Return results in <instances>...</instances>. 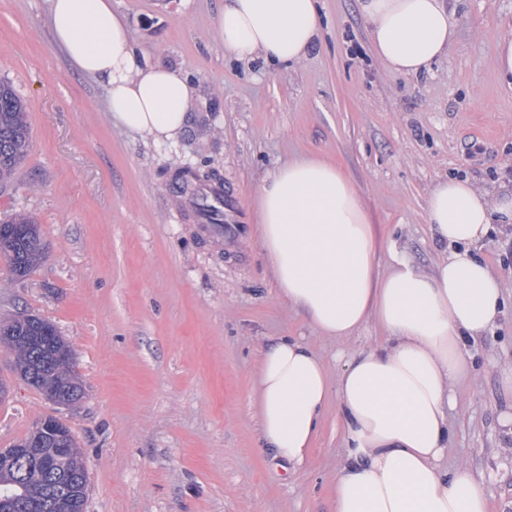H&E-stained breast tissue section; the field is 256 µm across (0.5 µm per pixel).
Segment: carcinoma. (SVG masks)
Returning <instances> with one entry per match:
<instances>
[{
    "label": "carcinoma",
    "instance_id": "cac0c4a2",
    "mask_svg": "<svg viewBox=\"0 0 512 512\" xmlns=\"http://www.w3.org/2000/svg\"><path fill=\"white\" fill-rule=\"evenodd\" d=\"M30 147L26 112L13 89L0 82V183L6 184L24 161ZM0 256L12 273L26 277L43 263L46 253L40 225L27 213L0 221ZM3 345L14 356V370L27 384L44 393L51 391L76 407L85 387L75 370L70 344L49 321L19 314L0 322ZM66 471L87 469L81 448L74 447L64 460ZM52 483L43 469L0 465V512H45L41 503ZM86 499L72 490L51 504L50 512H84Z\"/></svg>",
    "mask_w": 512,
    "mask_h": 512
}]
</instances>
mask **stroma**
<instances>
[{
    "label": "stroma",
    "mask_w": 512,
    "mask_h": 512,
    "mask_svg": "<svg viewBox=\"0 0 512 512\" xmlns=\"http://www.w3.org/2000/svg\"><path fill=\"white\" fill-rule=\"evenodd\" d=\"M455 36L429 71H389L375 56L359 0H318L308 58L289 67L239 63L213 36L218 0H112L138 53L189 76L188 121L174 139L116 125L103 82L76 72L55 43L47 0H0V81L24 101L30 151L0 218L33 215L46 246L16 277L0 258V320L25 312L71 345L86 395L74 408L21 380L0 347V448L59 418L82 448L86 512H334L342 420L328 404L299 471L272 461L253 387L262 350L296 337L329 373L381 345L374 323L322 336L281 297L259 241L258 191L288 160L336 163L374 226L378 275L389 250L431 269L439 246L425 218L438 179L512 189V89L493 67L512 0H447ZM221 180L241 225L217 239L189 221L173 178ZM480 373L457 388L449 464L482 479L489 512H512V411L500 383L512 367V311L474 348Z\"/></svg>",
    "instance_id": "1"
}]
</instances>
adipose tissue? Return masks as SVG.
Listing matches in <instances>:
<instances>
[{"instance_id": "ef3b65f1", "label": "adipose tissue", "mask_w": 512, "mask_h": 512, "mask_svg": "<svg viewBox=\"0 0 512 512\" xmlns=\"http://www.w3.org/2000/svg\"><path fill=\"white\" fill-rule=\"evenodd\" d=\"M359 8L375 54L393 72L420 74L452 43L445 0H359ZM48 12L70 61L105 82L118 124L158 140L182 132L188 77L143 59L111 0H48ZM320 24L317 0H221L214 38L231 59L289 66L311 52ZM258 211L281 295L323 336L346 339L371 320L387 334L334 377L298 338L265 347L254 386L264 447L302 468L332 403L345 448L335 512H489L474 471L443 460L455 387L477 375L471 348L504 314V285L478 253L493 224L512 223V193L466 178L438 181L426 221L442 255L425 271L391 254L382 276L368 215L336 165L304 159L275 170Z\"/></svg>"}]
</instances>
